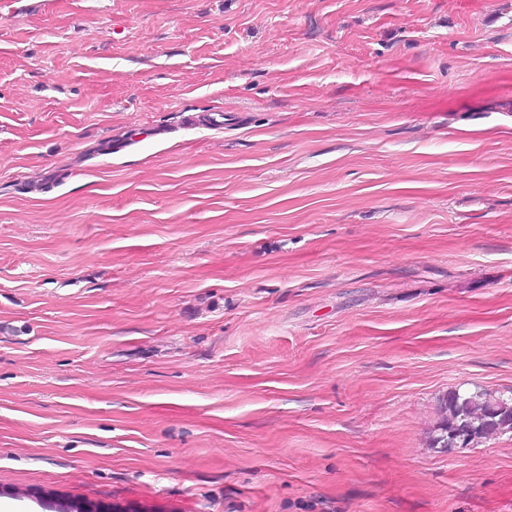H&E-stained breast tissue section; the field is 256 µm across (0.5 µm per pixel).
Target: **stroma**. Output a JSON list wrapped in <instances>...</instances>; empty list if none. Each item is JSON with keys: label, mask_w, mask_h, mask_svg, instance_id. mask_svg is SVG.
Returning <instances> with one entry per match:
<instances>
[{"label": "stroma", "mask_w": 512, "mask_h": 512, "mask_svg": "<svg viewBox=\"0 0 512 512\" xmlns=\"http://www.w3.org/2000/svg\"><path fill=\"white\" fill-rule=\"evenodd\" d=\"M458 388L512 391V0L0 9L1 504L512 512Z\"/></svg>", "instance_id": "35a3bbf8"}]
</instances>
